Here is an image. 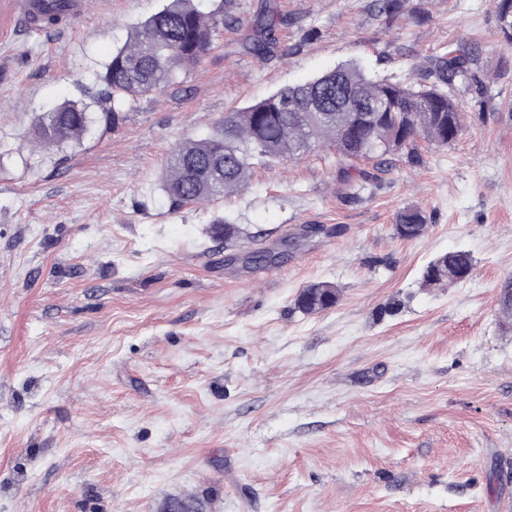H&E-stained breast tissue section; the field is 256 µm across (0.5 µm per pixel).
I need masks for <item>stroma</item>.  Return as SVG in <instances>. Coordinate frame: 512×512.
I'll return each instance as SVG.
<instances>
[{
  "label": "stroma",
  "instance_id": "stroma-1",
  "mask_svg": "<svg viewBox=\"0 0 512 512\" xmlns=\"http://www.w3.org/2000/svg\"><path fill=\"white\" fill-rule=\"evenodd\" d=\"M0 0V512H512V50L493 0H271L293 23L248 53L258 0H227L182 87L48 151L33 116L67 100L165 0H92L52 33ZM471 41L499 77L445 147L361 160L333 147L258 165L236 193L174 211L161 175L225 112L351 62L422 71ZM417 210L421 237L395 226ZM240 229L227 242L217 221ZM277 264L244 265L251 251ZM457 250L470 278L420 283ZM327 281L336 304L295 299ZM409 0H373V8L389 22L407 13L417 22L424 20V12L408 7ZM309 293L314 296L313 307H308L303 303V296ZM338 289L329 282L314 283L304 288L298 295L295 305L296 308L304 313H314L333 306L338 299Z\"/></svg>",
  "mask_w": 512,
  "mask_h": 512
}]
</instances>
